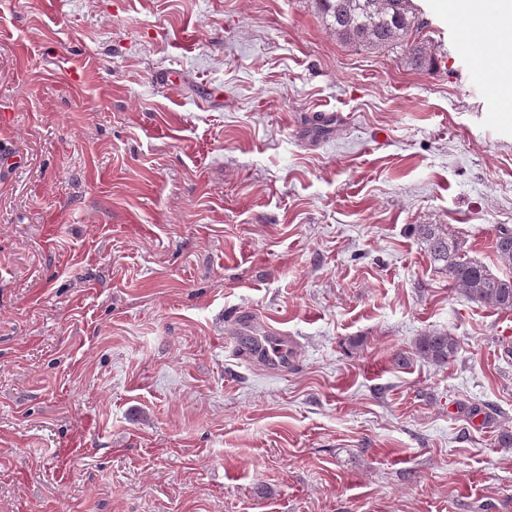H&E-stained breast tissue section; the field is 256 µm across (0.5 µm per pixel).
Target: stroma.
Returning a JSON list of instances; mask_svg holds the SVG:
<instances>
[{"label": "stroma", "instance_id": "obj_1", "mask_svg": "<svg viewBox=\"0 0 512 512\" xmlns=\"http://www.w3.org/2000/svg\"><path fill=\"white\" fill-rule=\"evenodd\" d=\"M415 2L431 71L315 0H0V512H512V312L414 230L505 274L512 100ZM424 250L434 266L448 274V282L470 299L500 311H512V279L492 273L468 258L464 243L440 224L417 226ZM493 248L499 262L505 267H512V226L501 224L497 227L493 239ZM458 346V341L448 332H429L418 336L413 353L425 361L442 366L452 360ZM285 337L286 336H276L266 343L242 342L241 344L251 353H255L258 358L262 359L267 364L279 367L284 366V363L288 362V356L283 345Z\"/></svg>", "mask_w": 512, "mask_h": 512}]
</instances>
